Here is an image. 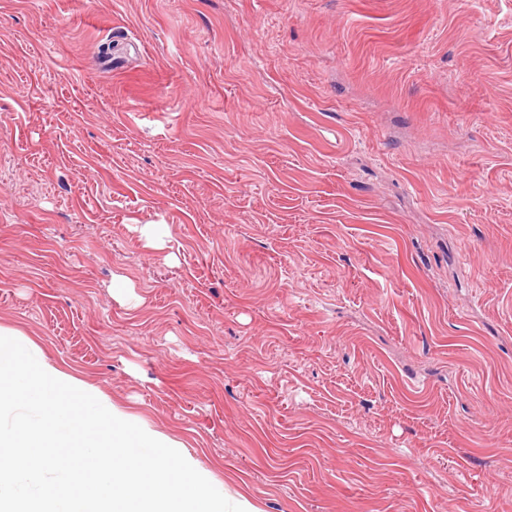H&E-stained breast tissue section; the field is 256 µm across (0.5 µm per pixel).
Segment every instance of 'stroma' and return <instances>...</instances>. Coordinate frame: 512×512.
Wrapping results in <instances>:
<instances>
[{"mask_svg":"<svg viewBox=\"0 0 512 512\" xmlns=\"http://www.w3.org/2000/svg\"><path fill=\"white\" fill-rule=\"evenodd\" d=\"M0 326L263 512H512V0H0Z\"/></svg>","mask_w":512,"mask_h":512,"instance_id":"1","label":"stroma"}]
</instances>
